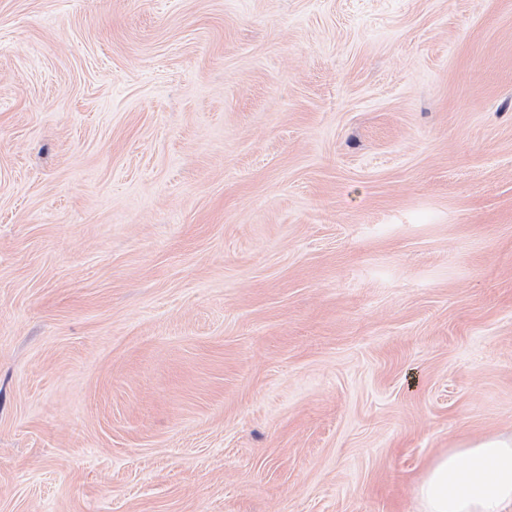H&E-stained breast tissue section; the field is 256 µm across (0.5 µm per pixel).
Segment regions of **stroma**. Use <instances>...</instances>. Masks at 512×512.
I'll return each instance as SVG.
<instances>
[{
	"label": "stroma",
	"mask_w": 512,
	"mask_h": 512,
	"mask_svg": "<svg viewBox=\"0 0 512 512\" xmlns=\"http://www.w3.org/2000/svg\"><path fill=\"white\" fill-rule=\"evenodd\" d=\"M512 435V0H0V512H421Z\"/></svg>",
	"instance_id": "obj_1"
}]
</instances>
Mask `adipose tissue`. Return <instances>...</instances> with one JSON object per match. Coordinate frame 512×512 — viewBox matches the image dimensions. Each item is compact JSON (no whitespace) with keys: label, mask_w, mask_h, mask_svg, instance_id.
Masks as SVG:
<instances>
[{"label":"adipose tissue","mask_w":512,"mask_h":512,"mask_svg":"<svg viewBox=\"0 0 512 512\" xmlns=\"http://www.w3.org/2000/svg\"><path fill=\"white\" fill-rule=\"evenodd\" d=\"M417 495L423 512H512V436L469 440L437 456Z\"/></svg>","instance_id":"adipose-tissue-1"}]
</instances>
